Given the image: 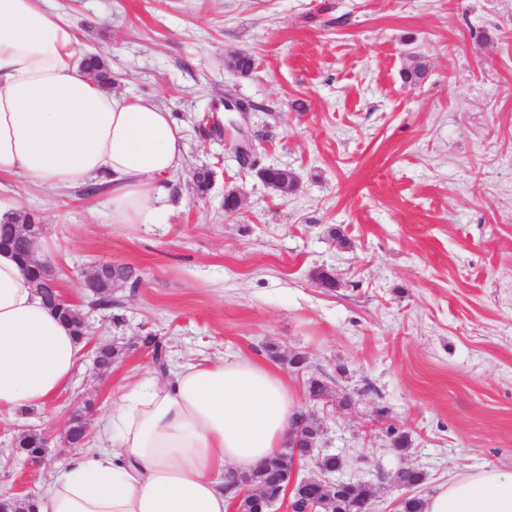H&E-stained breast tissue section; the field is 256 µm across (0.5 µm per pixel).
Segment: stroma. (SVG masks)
<instances>
[{
	"label": "stroma",
	"instance_id": "1",
	"mask_svg": "<svg viewBox=\"0 0 512 512\" xmlns=\"http://www.w3.org/2000/svg\"><path fill=\"white\" fill-rule=\"evenodd\" d=\"M81 49L101 56L112 87L153 101L182 127L186 153L156 224H114L104 195L51 194L8 178L0 214L43 224L64 296L87 318L67 391L41 409L0 413V494L43 492L74 448L73 409L87 447L105 442L117 387L154 372L140 339L161 337L168 362L266 359L299 399L307 378L351 402L319 414L342 480L364 478L375 512L407 494L393 474L425 475L418 495L482 466L512 472V0H48ZM489 39L478 42V32ZM428 70L403 83L410 54ZM236 54L255 61L243 77ZM250 104L242 126L255 168L232 141L201 130L229 123L225 98ZM298 175L288 195L259 168ZM207 168V196L192 174ZM242 205L225 214V191ZM131 266L136 287L90 308L79 284L96 263ZM330 268L338 288L318 287ZM121 343L111 371L93 348ZM307 357L296 375L292 354ZM268 359V358H267ZM394 426L410 439L396 451ZM47 432L41 465L14 450Z\"/></svg>",
	"mask_w": 512,
	"mask_h": 512
}]
</instances>
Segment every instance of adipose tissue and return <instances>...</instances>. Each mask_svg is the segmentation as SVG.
<instances>
[{
  "label": "adipose tissue",
  "instance_id": "1",
  "mask_svg": "<svg viewBox=\"0 0 512 512\" xmlns=\"http://www.w3.org/2000/svg\"><path fill=\"white\" fill-rule=\"evenodd\" d=\"M47 0H0V177L34 188L105 186L115 224H150L184 136L156 103L103 87ZM82 344L0 250V409L41 408L69 387ZM299 402L263 361L187 363L118 389L105 447L72 456L36 512H228V469L285 447ZM424 512H512V473L454 474Z\"/></svg>",
  "mask_w": 512,
  "mask_h": 512
}]
</instances>
